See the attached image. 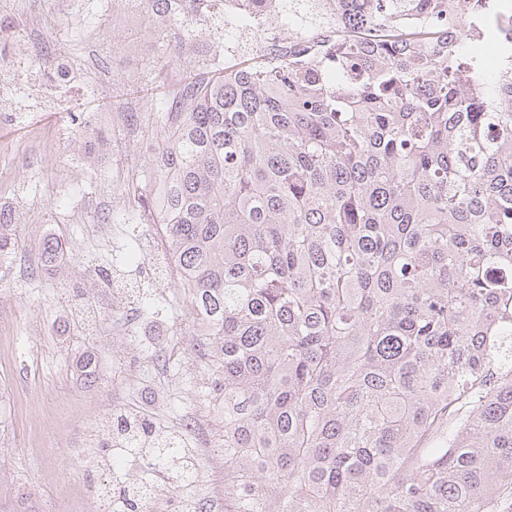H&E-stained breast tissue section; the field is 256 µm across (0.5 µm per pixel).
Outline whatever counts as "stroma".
<instances>
[{"instance_id":"35a3bbf8","label":"stroma","mask_w":512,"mask_h":512,"mask_svg":"<svg viewBox=\"0 0 512 512\" xmlns=\"http://www.w3.org/2000/svg\"><path fill=\"white\" fill-rule=\"evenodd\" d=\"M134 21L149 23L146 14L130 16L124 0H0V54L22 74L0 94V144L14 147L0 151V199L12 204L23 242L0 263V314L13 338V357L0 364V400L18 399L42 418L36 450L20 420L0 421V493L26 487L39 512H71L67 490L85 483L86 461L102 460L94 428L112 411L134 409L174 431L193 409L199 434L186 436L185 447L202 437L213 452L223 449L224 417L203 395L207 371L193 346L164 362L169 338L194 311L182 286L157 275L135 243L143 211L126 184L152 165V103L172 86L158 78L166 41L115 39ZM223 42L217 4L178 66L192 68L199 51ZM48 236L64 252L49 269L40 258ZM105 266L156 302L120 333L112 325L126 312L112 299L113 280L99 275ZM87 358L92 383L82 375Z\"/></svg>"}]
</instances>
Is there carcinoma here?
I'll return each mask as SVG.
<instances>
[{
    "mask_svg": "<svg viewBox=\"0 0 512 512\" xmlns=\"http://www.w3.org/2000/svg\"><path fill=\"white\" fill-rule=\"evenodd\" d=\"M212 0H139L180 46ZM288 0L336 23L303 59L211 55L177 75L132 184L186 275L211 398L224 396V512H506L512 493V112L476 71L491 9L460 0ZM433 16L416 38L390 18ZM457 37L448 40V23ZM0 204V257L19 249ZM54 237L46 264L61 261ZM105 436L178 488L176 435L131 410ZM155 512L152 488L118 489ZM0 512H38L31 496Z\"/></svg>",
    "mask_w": 512,
    "mask_h": 512,
    "instance_id": "carcinoma-1",
    "label": "carcinoma"
}]
</instances>
